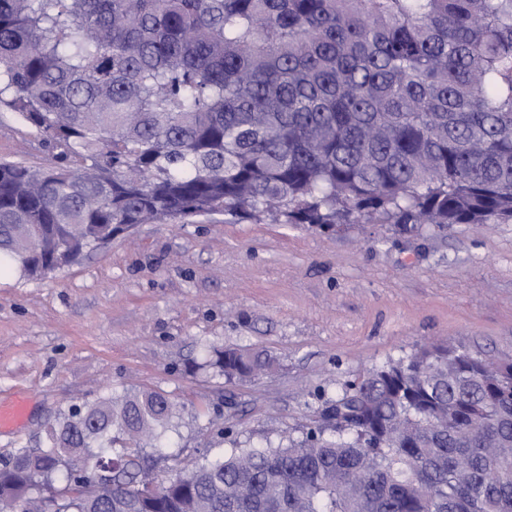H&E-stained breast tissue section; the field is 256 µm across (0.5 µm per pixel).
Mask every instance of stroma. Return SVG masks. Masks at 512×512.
Returning a JSON list of instances; mask_svg holds the SVG:
<instances>
[{"mask_svg":"<svg viewBox=\"0 0 512 512\" xmlns=\"http://www.w3.org/2000/svg\"><path fill=\"white\" fill-rule=\"evenodd\" d=\"M51 155L0 113V160ZM443 342L512 360V224H141L43 278L0 276V402L27 403L0 456L38 447L71 404L151 389L177 407L155 462L171 475L301 437L345 382ZM232 347L277 366L225 383L208 361Z\"/></svg>","mask_w":512,"mask_h":512,"instance_id":"1","label":"stroma"}]
</instances>
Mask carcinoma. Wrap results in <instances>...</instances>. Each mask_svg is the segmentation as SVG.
I'll return each mask as SVG.
<instances>
[{
	"instance_id": "obj_1",
	"label": "carcinoma",
	"mask_w": 512,
	"mask_h": 512,
	"mask_svg": "<svg viewBox=\"0 0 512 512\" xmlns=\"http://www.w3.org/2000/svg\"><path fill=\"white\" fill-rule=\"evenodd\" d=\"M0 112L59 151L0 161V273L25 279L125 224L512 223V0H0ZM176 415L149 390L70 406L0 457V512H512V372L451 346L345 383L334 436L169 485L143 449Z\"/></svg>"
}]
</instances>
